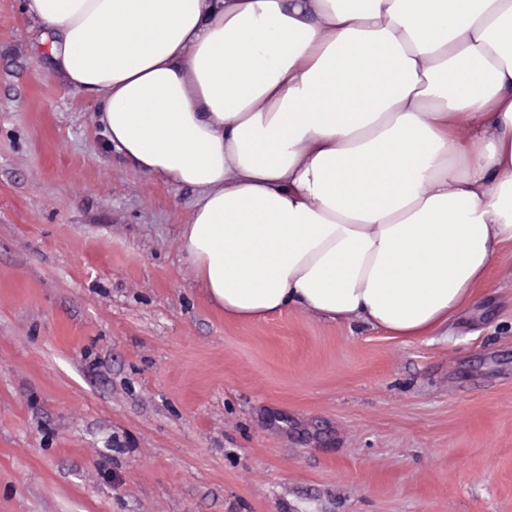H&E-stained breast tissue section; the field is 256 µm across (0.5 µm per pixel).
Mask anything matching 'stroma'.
Here are the masks:
<instances>
[{"label": "stroma", "mask_w": 512, "mask_h": 512, "mask_svg": "<svg viewBox=\"0 0 512 512\" xmlns=\"http://www.w3.org/2000/svg\"><path fill=\"white\" fill-rule=\"evenodd\" d=\"M39 35L0 0V512H512V248L444 338L226 320Z\"/></svg>", "instance_id": "35a3bbf8"}]
</instances>
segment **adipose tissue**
Segmentation results:
<instances>
[{
	"mask_svg": "<svg viewBox=\"0 0 512 512\" xmlns=\"http://www.w3.org/2000/svg\"><path fill=\"white\" fill-rule=\"evenodd\" d=\"M109 148L195 192L225 319L396 339L474 306L512 244V0H21Z\"/></svg>",
	"mask_w": 512,
	"mask_h": 512,
	"instance_id": "obj_1",
	"label": "adipose tissue"
}]
</instances>
